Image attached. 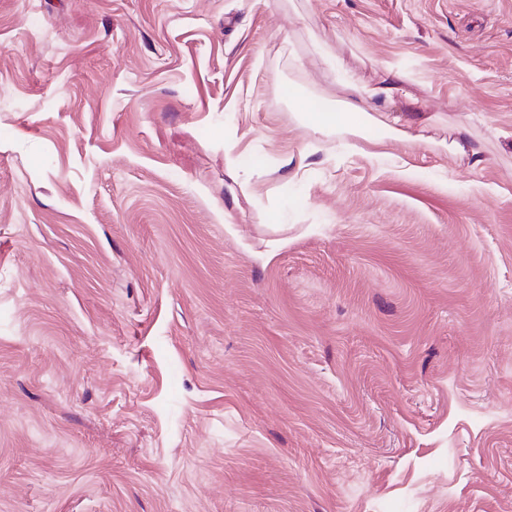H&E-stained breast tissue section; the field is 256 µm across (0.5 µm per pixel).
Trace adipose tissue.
I'll return each mask as SVG.
<instances>
[{"label":"adipose tissue","mask_w":512,"mask_h":512,"mask_svg":"<svg viewBox=\"0 0 512 512\" xmlns=\"http://www.w3.org/2000/svg\"><path fill=\"white\" fill-rule=\"evenodd\" d=\"M406 78L393 73L389 82L380 88L369 89L348 84L349 95L345 102L334 104L320 97L303 102V111L309 123L319 131L340 129L358 136H365L367 127L380 129L384 137L406 140L410 134L402 129V118L394 114L395 97L406 96Z\"/></svg>","instance_id":"adipose-tissue-1"}]
</instances>
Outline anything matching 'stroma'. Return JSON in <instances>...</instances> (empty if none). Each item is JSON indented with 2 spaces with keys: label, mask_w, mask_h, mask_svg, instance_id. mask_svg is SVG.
I'll list each match as a JSON object with an SVG mask.
<instances>
[{
  "label": "stroma",
  "mask_w": 512,
  "mask_h": 512,
  "mask_svg": "<svg viewBox=\"0 0 512 512\" xmlns=\"http://www.w3.org/2000/svg\"><path fill=\"white\" fill-rule=\"evenodd\" d=\"M0 512H512V0H0ZM405 82L406 78L400 72L393 73L389 82L380 88L369 89L346 81L344 85L349 95L344 103L336 101L334 105L321 97L307 98L303 101L304 115L318 131L336 128L368 139L366 127L373 126L383 132V138L414 139L407 129L397 126L403 119L393 114L396 112L391 107L395 96H409ZM369 112H377L378 116Z\"/></svg>",
  "instance_id": "35a3bbf8"
}]
</instances>
